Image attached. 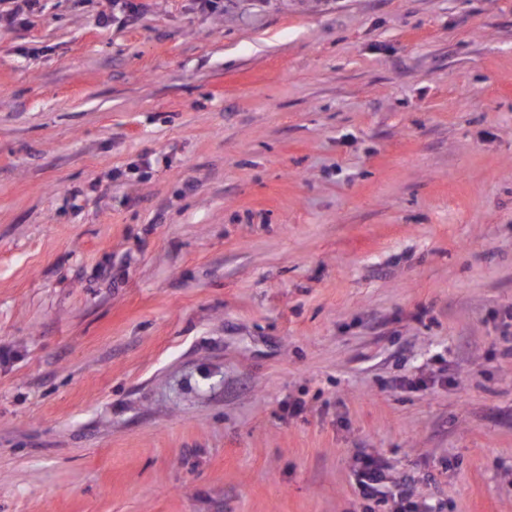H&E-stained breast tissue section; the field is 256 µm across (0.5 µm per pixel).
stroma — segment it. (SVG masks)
Masks as SVG:
<instances>
[{"label":"stroma","mask_w":512,"mask_h":512,"mask_svg":"<svg viewBox=\"0 0 512 512\" xmlns=\"http://www.w3.org/2000/svg\"><path fill=\"white\" fill-rule=\"evenodd\" d=\"M110 11L0 30V512H512V0ZM112 5L111 14H103L99 23L102 27L110 26L115 19L119 20L122 25H132L141 19L147 10L146 1L135 0H110ZM390 466L387 460L375 454H363L360 466L355 470L354 484L363 500H377L384 497ZM391 499L395 507L393 512H436L428 503L414 500L413 491L406 481L395 485Z\"/></svg>","instance_id":"1"}]
</instances>
